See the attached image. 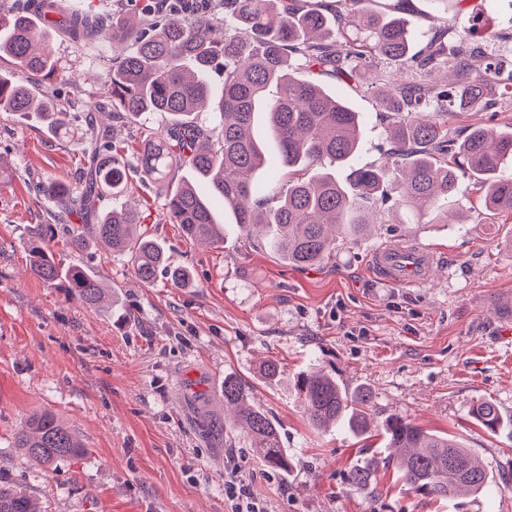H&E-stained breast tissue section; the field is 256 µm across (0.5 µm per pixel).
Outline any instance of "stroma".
<instances>
[{
    "mask_svg": "<svg viewBox=\"0 0 512 512\" xmlns=\"http://www.w3.org/2000/svg\"><path fill=\"white\" fill-rule=\"evenodd\" d=\"M377 11L413 22L416 47L432 32L437 0H377ZM481 18L471 45L512 70V0H448L456 28ZM117 52L110 43L56 44L58 71L40 80L72 127L94 109ZM323 83L360 114L359 162L379 156L383 121L372 96L336 79ZM47 118L0 111V479L19 486L39 512H230L224 466L233 462L265 512H512V429L491 433L473 405L493 402L512 420V216L486 210L473 179L459 183L455 209L464 225L433 224L407 207L391 212L358 242L337 240L320 266L299 271L268 248L228 229L223 243L183 236L159 189L142 182L132 151L144 130L167 128L154 112L116 128L126 152L122 202L138 230L161 243L172 264L188 267L189 287L165 275L141 283L127 258L95 244L92 221L78 213L90 245L58 241L57 259L99 275L112 291L102 312L29 270L33 228L53 223L42 193L50 181L77 183L73 140L52 135ZM408 240L441 262L426 285L378 279L370 254ZM268 359L278 376L262 377ZM347 391L373 393L375 419L395 415L458 439L486 467L488 492L451 500L416 496L393 467L381 431L356 436L315 428L295 388L312 370ZM247 382L273 419L290 473L267 469L252 440L224 413V377ZM57 413L82 445L78 456L45 466L16 448L34 413ZM375 457L374 490L344 476Z\"/></svg>",
    "mask_w": 512,
    "mask_h": 512,
    "instance_id": "35a3bbf8",
    "label": "stroma"
}]
</instances>
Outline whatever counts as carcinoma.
<instances>
[{"label": "carcinoma", "instance_id": "carcinoma-1", "mask_svg": "<svg viewBox=\"0 0 512 512\" xmlns=\"http://www.w3.org/2000/svg\"><path fill=\"white\" fill-rule=\"evenodd\" d=\"M373 0H332L307 8L301 0H224V15L203 10L160 9L129 13L110 23L101 14L67 9L57 0H40L35 22L26 10L0 11V58L15 67L0 75V108L9 112H50L47 95L36 91L31 77L50 78L57 58L50 40L59 33L69 40L93 44L112 40L134 49L117 56L95 104L112 122L163 112L171 120L166 131L148 132L136 160L142 181L159 187L173 223L191 240L222 239L213 206L228 211L241 235L263 240L288 264L306 269L321 264L336 248V234L363 238L371 225L366 212L381 201L412 205L421 214L448 223L446 203L455 197L460 178H477L479 199L491 210L512 214V175L502 174L512 158V129H464L457 141L448 118L462 112L489 111L512 98V86L499 81L500 69L487 54L468 44L465 33L442 17L432 39L419 52L412 48L410 22L371 8ZM221 67L220 83L211 81ZM305 69L313 79L300 81ZM329 75L356 93L375 92L385 122L387 148L379 164H362L349 173V184L336 178V168L361 151L359 115L332 96L318 81ZM217 104L221 121L208 128L193 115ZM264 118L276 147L268 154L254 135ZM56 135L80 141L86 159L82 181L75 186L51 182L45 197L56 209L96 215V242L131 261L138 278L153 282L165 273L176 287L190 283L189 271L167 262L155 239L133 232L137 212L100 209L106 198L122 195L126 165L112 140V126L88 122L75 132L61 118ZM189 169L192 178L172 185V172ZM263 170L282 187L265 194L255 179ZM210 186L200 196L193 181ZM59 238L75 250L87 240L73 224H39L28 244L31 272L50 284L67 288L95 307L104 297L100 279L78 265L65 266L51 249ZM296 390L316 427L334 424L356 435L370 429L373 395L368 389L349 393L330 375H301ZM224 405L236 424L259 444L266 466L287 470L274 422L249 402L247 385L224 376ZM473 414L490 432L502 417L496 405L481 401ZM389 447L386 459L423 499L446 500L489 485L487 471L456 441L431 434L400 417L381 422ZM17 447L50 465L77 455L81 447L60 417L44 411L16 436ZM379 461L369 458L352 467L347 484L371 488ZM0 512H38L20 488L0 482Z\"/></svg>", "mask_w": 512, "mask_h": 512}]
</instances>
